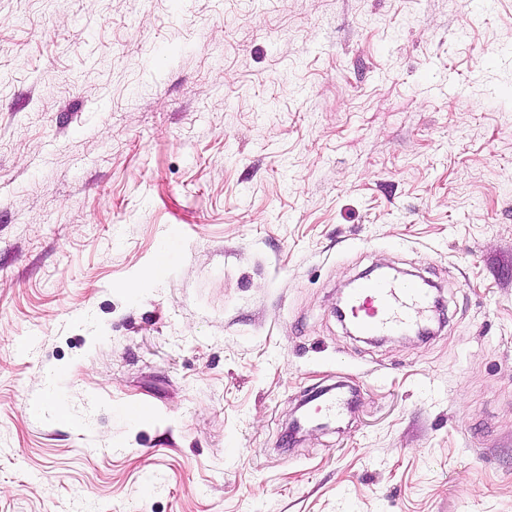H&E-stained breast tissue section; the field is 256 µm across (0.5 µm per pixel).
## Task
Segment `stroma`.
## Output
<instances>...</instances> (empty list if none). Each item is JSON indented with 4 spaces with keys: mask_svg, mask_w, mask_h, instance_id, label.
<instances>
[{
    "mask_svg": "<svg viewBox=\"0 0 512 512\" xmlns=\"http://www.w3.org/2000/svg\"><path fill=\"white\" fill-rule=\"evenodd\" d=\"M0 512H512V0H0ZM351 322L363 336H395L427 323L433 300L413 279L362 277L347 298ZM336 389V393L330 394L326 399L320 401L315 408V413L319 414L322 418L339 417L348 405V398L340 390L341 387Z\"/></svg>",
    "mask_w": 512,
    "mask_h": 512,
    "instance_id": "obj_1",
    "label": "stroma"
}]
</instances>
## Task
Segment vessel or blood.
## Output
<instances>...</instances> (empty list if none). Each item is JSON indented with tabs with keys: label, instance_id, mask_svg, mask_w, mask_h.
Returning <instances> with one entry per match:
<instances>
[{
	"label": "vessel or blood",
	"instance_id": "obj_1",
	"mask_svg": "<svg viewBox=\"0 0 512 512\" xmlns=\"http://www.w3.org/2000/svg\"><path fill=\"white\" fill-rule=\"evenodd\" d=\"M433 300L419 282L385 277L358 280L347 298L353 325L364 336H395L427 323Z\"/></svg>",
	"mask_w": 512,
	"mask_h": 512
}]
</instances>
